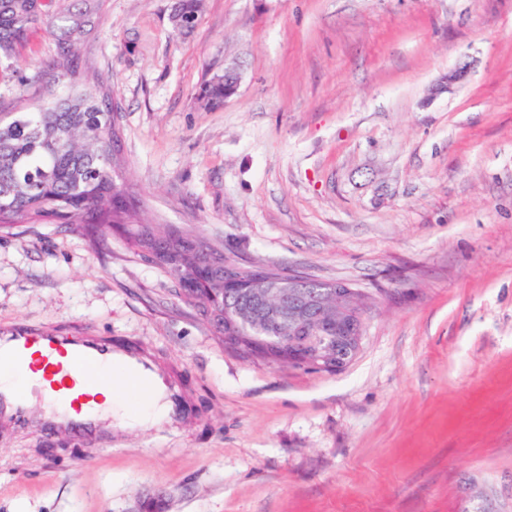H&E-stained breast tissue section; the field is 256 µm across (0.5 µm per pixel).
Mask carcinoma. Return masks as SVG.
I'll list each match as a JSON object with an SVG mask.
<instances>
[{"mask_svg":"<svg viewBox=\"0 0 512 512\" xmlns=\"http://www.w3.org/2000/svg\"><path fill=\"white\" fill-rule=\"evenodd\" d=\"M98 0H0V74L27 43L35 28L56 36L57 53L48 68L79 79L82 89L32 112L0 113V223L61 221L85 224L96 237L116 231L132 246L149 251L153 240L166 244L159 264L176 283L198 281L196 257L179 248L174 229L147 228L137 218L139 200L118 175L112 101L104 85L87 74L78 57L80 39L94 26ZM246 297L224 292L210 282L195 288L184 302L212 323L219 338L224 324L251 348L253 327L238 322V304Z\"/></svg>","mask_w":512,"mask_h":512,"instance_id":"cac0c4a2","label":"carcinoma"}]
</instances>
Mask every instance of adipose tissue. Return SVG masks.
Wrapping results in <instances>:
<instances>
[{
  "label": "adipose tissue",
  "instance_id": "adipose-tissue-1",
  "mask_svg": "<svg viewBox=\"0 0 512 512\" xmlns=\"http://www.w3.org/2000/svg\"><path fill=\"white\" fill-rule=\"evenodd\" d=\"M98 390L104 396L105 403L113 416L121 422L130 425L160 423L161 393L139 395L125 384L120 370L102 372Z\"/></svg>",
  "mask_w": 512,
  "mask_h": 512
}]
</instances>
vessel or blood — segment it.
I'll list each match as a JSON object with an SVG mask.
<instances>
[{
    "mask_svg": "<svg viewBox=\"0 0 512 512\" xmlns=\"http://www.w3.org/2000/svg\"><path fill=\"white\" fill-rule=\"evenodd\" d=\"M43 364L38 391L53 413L44 421L46 431L65 430L78 437L94 436L100 424V408L94 386L87 377L92 369L120 365L127 382L145 391L163 389L168 420L177 422L186 407L177 387L160 382L155 369L132 348L119 347L94 337L73 338L33 331L17 323L0 328V365H9L22 380L32 357ZM28 386L0 384V424L23 427L29 423Z\"/></svg>",
    "mask_w": 512,
    "mask_h": 512,
    "instance_id": "1",
    "label": "vessel or blood"
}]
</instances>
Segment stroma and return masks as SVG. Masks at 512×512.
<instances>
[{
	"label": "stroma",
	"instance_id": "35a3bbf8",
	"mask_svg": "<svg viewBox=\"0 0 512 512\" xmlns=\"http://www.w3.org/2000/svg\"><path fill=\"white\" fill-rule=\"evenodd\" d=\"M175 3L103 0L79 46L141 219L351 283L361 351L247 357L123 237L0 227V326L136 349L189 412L79 439L33 400L0 426V512H512V0H201L188 31ZM55 53L31 34L0 112L69 93L34 76ZM239 78L233 71H224L223 76L215 78L206 88L205 96L213 104L221 103L236 93Z\"/></svg>",
	"mask_w": 512,
	"mask_h": 512
}]
</instances>
